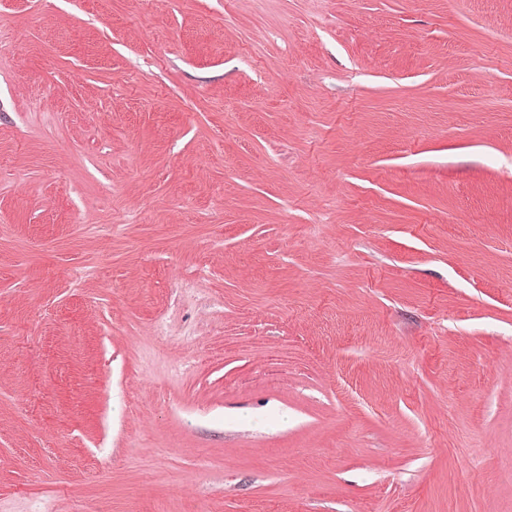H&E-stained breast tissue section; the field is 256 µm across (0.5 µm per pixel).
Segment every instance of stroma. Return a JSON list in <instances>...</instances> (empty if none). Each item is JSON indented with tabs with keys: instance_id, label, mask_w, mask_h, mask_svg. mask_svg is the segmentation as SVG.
I'll return each instance as SVG.
<instances>
[{
	"instance_id": "stroma-1",
	"label": "stroma",
	"mask_w": 512,
	"mask_h": 512,
	"mask_svg": "<svg viewBox=\"0 0 512 512\" xmlns=\"http://www.w3.org/2000/svg\"><path fill=\"white\" fill-rule=\"evenodd\" d=\"M0 512H512V0H0Z\"/></svg>"
}]
</instances>
